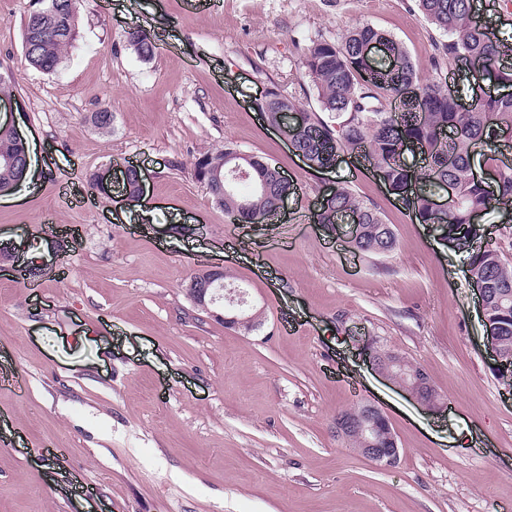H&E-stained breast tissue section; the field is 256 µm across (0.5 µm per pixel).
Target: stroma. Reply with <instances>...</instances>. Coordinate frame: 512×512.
I'll use <instances>...</instances> for the list:
<instances>
[{
    "label": "stroma",
    "mask_w": 512,
    "mask_h": 512,
    "mask_svg": "<svg viewBox=\"0 0 512 512\" xmlns=\"http://www.w3.org/2000/svg\"><path fill=\"white\" fill-rule=\"evenodd\" d=\"M38 7L0 0V85L31 159L0 193V372L23 379L0 388V512H512V389L462 256L366 163L313 172L252 107L274 88L316 111L302 55L355 24L432 77L440 34L414 0H79L53 73L24 59ZM103 107L107 133L89 120ZM227 145L296 186L273 222L232 223L194 177ZM130 165L137 201L120 184ZM341 181L392 225L394 252L302 222ZM214 267L263 307L259 328L194 305L191 278ZM371 342L419 363L446 412L375 372ZM360 402L388 417L393 466L337 436Z\"/></svg>",
    "instance_id": "obj_1"
}]
</instances>
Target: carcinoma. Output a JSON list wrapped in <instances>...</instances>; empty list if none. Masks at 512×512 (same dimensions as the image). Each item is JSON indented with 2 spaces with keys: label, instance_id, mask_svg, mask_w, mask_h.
Returning a JSON list of instances; mask_svg holds the SVG:
<instances>
[{
  "label": "carcinoma",
  "instance_id": "carcinoma-1",
  "mask_svg": "<svg viewBox=\"0 0 512 512\" xmlns=\"http://www.w3.org/2000/svg\"><path fill=\"white\" fill-rule=\"evenodd\" d=\"M472 0H415L423 18L446 39L432 45L430 64L437 78L424 80L409 53L386 31L356 26L338 42L317 40L307 47L302 67L317 91L318 111L309 112L292 95L270 90L255 102L272 124L287 123L290 145L315 172L332 168L341 153L357 152L374 169L379 181L393 187L410 215L433 224L465 255L468 279L484 288L483 299L497 347L512 357V262L481 226L471 225L475 213L512 210V166H502L504 150L512 147V37L499 38L477 24ZM77 0H46V7L29 13L23 29L27 62L53 72L76 39ZM138 55L152 58L156 47L148 37L130 40ZM376 44L381 58L364 48ZM481 65L479 79L497 89L477 87L471 107L448 87L449 74L468 62ZM325 113L334 119L328 123ZM19 154L13 135L0 130V191L21 183L20 169L8 164ZM498 172L495 194L471 176L474 165ZM195 178L204 182L212 201L232 221L266 224L278 214L279 203L295 187L278 168L257 155H243L226 146L200 154L193 164ZM455 196L443 211L432 206L446 183ZM359 214L363 233L356 247L364 253L396 249L392 225L382 213L361 200L348 186L330 189L311 212L314 224L336 229L349 215ZM396 373L407 384L423 368L394 353Z\"/></svg>",
  "mask_w": 512,
  "mask_h": 512
}]
</instances>
